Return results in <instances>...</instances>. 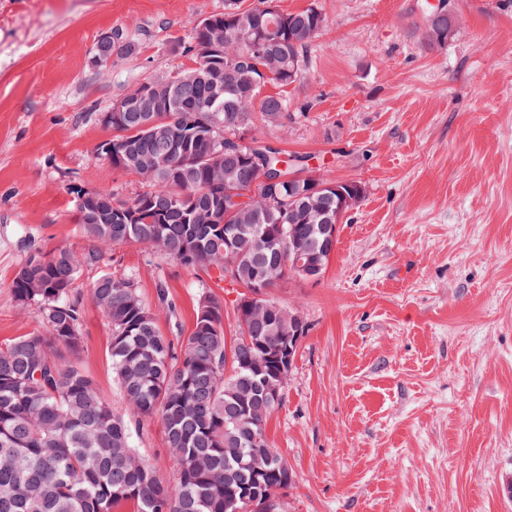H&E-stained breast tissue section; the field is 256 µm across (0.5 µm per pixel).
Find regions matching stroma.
I'll return each mask as SVG.
<instances>
[{
	"label": "stroma",
	"instance_id": "stroma-1",
	"mask_svg": "<svg viewBox=\"0 0 512 512\" xmlns=\"http://www.w3.org/2000/svg\"><path fill=\"white\" fill-rule=\"evenodd\" d=\"M430 0H280L316 5L326 27L297 80L289 117L252 137L322 178L357 181L359 205L315 282L272 296L297 308L302 339L267 424L293 472L285 512H512V0H448L445 45L418 38ZM224 0H0V343L38 327L9 284L29 252L92 243L76 190L126 199L134 174L98 158L113 101L179 71L196 21ZM134 40L108 68L101 34ZM110 269L154 303L165 279L189 330L206 273L158 250L117 245ZM84 270L81 368L121 408L110 329ZM133 443L165 484L176 475L163 428Z\"/></svg>",
	"mask_w": 512,
	"mask_h": 512
}]
</instances>
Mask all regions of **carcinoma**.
<instances>
[{"mask_svg": "<svg viewBox=\"0 0 512 512\" xmlns=\"http://www.w3.org/2000/svg\"><path fill=\"white\" fill-rule=\"evenodd\" d=\"M265 2L243 9L230 2L206 19L224 30L216 53L197 46L208 30L195 24L184 52L192 67L185 81L135 101L112 125V167L138 173L155 162L145 189L128 200L90 192L77 203V220L94 247L34 250L10 285L21 310L39 316L35 334L0 346V512H113L132 501L137 512H225L233 490L263 469V491L282 497L292 471L274 448L266 423L281 402L261 394L244 404L240 387L278 373L267 350L293 342L280 319L287 309L250 319L236 312L239 336L224 334V297L202 293L190 331L166 336L159 319L176 305L164 280L156 303H145L129 277L102 271L90 295L111 330L108 350L125 401L112 409L79 366L83 348L82 306L76 283L88 267L107 265L115 245L155 248L177 264L224 279L228 254L238 257L239 279L253 288L276 287L264 273L288 268V246H273L244 224H293L307 236L317 223L304 205L288 202V181L276 178L279 150L271 146L226 149L227 137L249 128L259 111L270 126L282 124L287 102L268 95V83L294 82L313 41L326 27L313 9L272 16ZM275 62L273 76L243 78L241 64ZM156 111L168 132L140 127L141 111ZM159 418L177 484H162L132 445L128 420Z\"/></svg>", "mask_w": 512, "mask_h": 512, "instance_id": "obj_1", "label": "carcinoma"}]
</instances>
